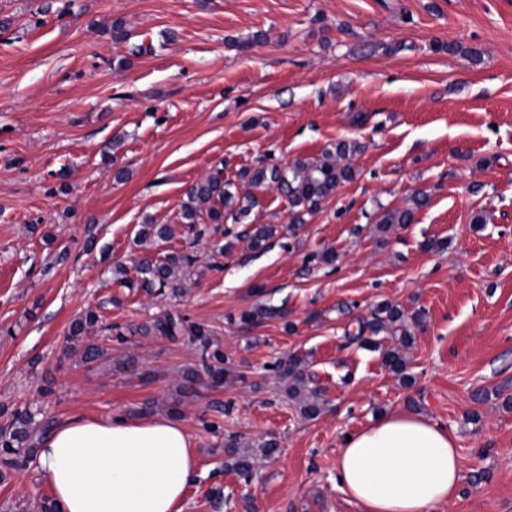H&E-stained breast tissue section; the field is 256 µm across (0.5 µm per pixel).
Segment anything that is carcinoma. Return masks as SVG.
I'll use <instances>...</instances> for the list:
<instances>
[{
    "label": "carcinoma",
    "mask_w": 512,
    "mask_h": 512,
    "mask_svg": "<svg viewBox=\"0 0 512 512\" xmlns=\"http://www.w3.org/2000/svg\"><path fill=\"white\" fill-rule=\"evenodd\" d=\"M361 151L360 143L356 141L338 140L324 149L317 159L298 160L290 165L260 164L252 169L241 172L240 178L251 188L274 187L288 198L290 205L289 223L305 224L307 217L316 213L324 202L332 197L339 186L354 179L355 170L342 163V160L356 155ZM187 200L183 205L180 223L187 226L194 239L202 238L207 229L198 224H244L252 210L258 204V198L250 191L243 193L236 189L235 183L224 179V168L212 170L206 177L191 185L186 191ZM426 194L418 192L411 204L400 208L382 211L377 216L376 230L385 234L389 230L412 223L415 212L428 204ZM275 229L271 225H254L243 234H232L225 230L224 235L234 236L239 240H247V246L252 251H262L268 240L273 237ZM142 242L155 238L161 241L169 240L173 231L168 224H154L145 221L138 231ZM197 256L188 253H169L162 258H143L135 266L136 276L126 277L127 270L119 265L114 273L123 276V282L128 287L136 286L147 293L170 292L176 296L182 288V278L195 269ZM276 311L265 305H257L244 312L241 319L258 322L273 317ZM418 324L422 321L419 312L406 316L398 307L389 303L377 306L371 319L359 324L357 335L365 337V343L375 346L373 337L381 334L393 336L396 346L383 351V362L390 372L403 382H408V360L405 355L413 342V336L408 322ZM100 323V316L89 310L74 319L69 328V336L81 346L82 359L94 362L104 356L103 347L87 340L92 329ZM135 333L160 336H187L201 349L202 366L212 377L215 384L222 382L224 354L213 347L211 331L200 323L190 322L181 315H167L152 324H142L135 328ZM279 377L286 384L289 397L301 403V414L306 419H312L322 410V402L317 389L312 387L310 375L306 371V361L298 353L288 357L286 363L278 365ZM0 415L7 417L8 423L0 427V480L5 477V471L23 470L33 459L36 440L46 435L52 428V421L43 423L35 419V414L28 408L0 409ZM224 453L227 456L225 467L247 479L253 469V457L242 441L240 435L229 433L224 436Z\"/></svg>",
    "instance_id": "1"
}]
</instances>
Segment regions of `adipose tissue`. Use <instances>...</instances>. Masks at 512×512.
Returning a JSON list of instances; mask_svg holds the SVG:
<instances>
[{"label":"adipose tissue","mask_w":512,"mask_h":512,"mask_svg":"<svg viewBox=\"0 0 512 512\" xmlns=\"http://www.w3.org/2000/svg\"><path fill=\"white\" fill-rule=\"evenodd\" d=\"M36 463L58 512H182L197 457L170 417L76 414L46 435ZM336 478L358 512H437L462 481L456 438L428 417L392 411L345 441Z\"/></svg>","instance_id":"1"}]
</instances>
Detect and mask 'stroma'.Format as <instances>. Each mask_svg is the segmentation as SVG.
<instances>
[{
    "mask_svg": "<svg viewBox=\"0 0 512 512\" xmlns=\"http://www.w3.org/2000/svg\"><path fill=\"white\" fill-rule=\"evenodd\" d=\"M341 138L363 145L356 176L307 224L290 228L287 197L257 190L252 223L279 227L265 252L240 241L221 255L222 234L196 240L179 224L186 189L215 166L233 180ZM418 190L428 205L378 238L380 209ZM479 210L487 221L472 224ZM146 219L175 236L138 243ZM326 249L334 264L309 262ZM187 250L199 261L177 296L113 272ZM383 302L425 313L407 385L383 364L390 337L378 351L356 337ZM258 304L277 316L240 322ZM89 309L122 328L186 316L230 373L178 397L181 370L200 364L183 336L122 343L99 330L107 356L84 362L68 329ZM292 353L325 399L316 418L275 370ZM176 398L198 460L182 512H357L336 484L338 452L398 410L457 438L463 478L440 512H512V0H0V405L60 422L147 400L164 414ZM228 432L279 448L246 481L224 466ZM50 494L29 466L0 482V512Z\"/></svg>",
    "mask_w": 512,
    "mask_h": 512,
    "instance_id": "obj_1",
    "label": "stroma"
}]
</instances>
